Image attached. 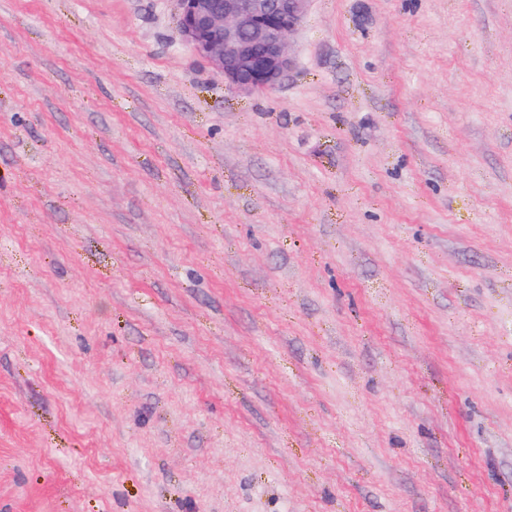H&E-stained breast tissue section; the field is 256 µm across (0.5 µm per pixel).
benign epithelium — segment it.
I'll return each mask as SVG.
<instances>
[{
  "mask_svg": "<svg viewBox=\"0 0 512 512\" xmlns=\"http://www.w3.org/2000/svg\"><path fill=\"white\" fill-rule=\"evenodd\" d=\"M182 40L235 90L276 88L293 67L288 36L312 0H172Z\"/></svg>",
  "mask_w": 512,
  "mask_h": 512,
  "instance_id": "7a95c632",
  "label": "benign epithelium"
}]
</instances>
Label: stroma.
I'll use <instances>...</instances> for the list:
<instances>
[{
  "label": "stroma",
  "mask_w": 512,
  "mask_h": 512,
  "mask_svg": "<svg viewBox=\"0 0 512 512\" xmlns=\"http://www.w3.org/2000/svg\"><path fill=\"white\" fill-rule=\"evenodd\" d=\"M288 49L0 0V512H512V0Z\"/></svg>",
  "instance_id": "35a3bbf8"
}]
</instances>
